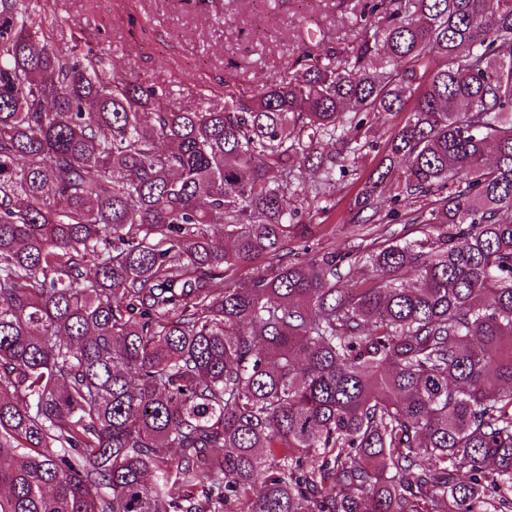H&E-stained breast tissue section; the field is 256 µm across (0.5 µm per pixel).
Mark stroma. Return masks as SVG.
<instances>
[{"mask_svg":"<svg viewBox=\"0 0 512 512\" xmlns=\"http://www.w3.org/2000/svg\"><path fill=\"white\" fill-rule=\"evenodd\" d=\"M356 0H49L48 12L87 44L105 49L118 73L166 86L164 106L190 108L202 90L250 92L283 75L305 51H337L362 30ZM406 113L376 124L374 148L350 163L327 192L328 210L313 208L314 249L369 250L373 235L353 224L350 205L361 180L384 160L392 129Z\"/></svg>","mask_w":512,"mask_h":512,"instance_id":"35a3bbf8","label":"stroma"}]
</instances>
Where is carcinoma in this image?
<instances>
[{
    "mask_svg": "<svg viewBox=\"0 0 512 512\" xmlns=\"http://www.w3.org/2000/svg\"><path fill=\"white\" fill-rule=\"evenodd\" d=\"M359 18L172 109L0 0V512H512V0ZM412 98L353 206L430 231L284 261Z\"/></svg>",
    "mask_w": 512,
    "mask_h": 512,
    "instance_id": "cac0c4a2",
    "label": "carcinoma"
}]
</instances>
